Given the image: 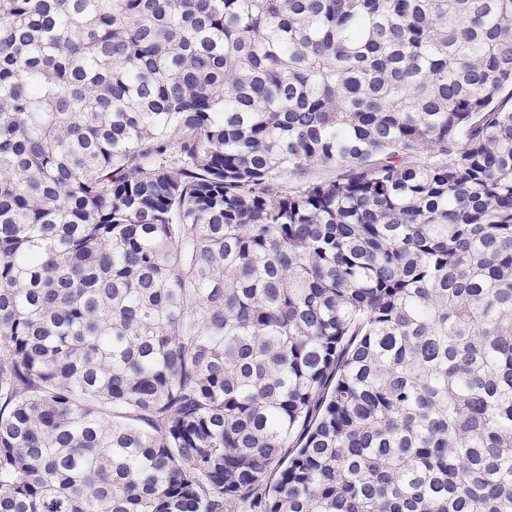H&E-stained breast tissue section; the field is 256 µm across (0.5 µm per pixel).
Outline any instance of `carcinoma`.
<instances>
[{"label": "carcinoma", "instance_id": "1", "mask_svg": "<svg viewBox=\"0 0 512 512\" xmlns=\"http://www.w3.org/2000/svg\"><path fill=\"white\" fill-rule=\"evenodd\" d=\"M0 512H512V0H0Z\"/></svg>", "mask_w": 512, "mask_h": 512}]
</instances>
